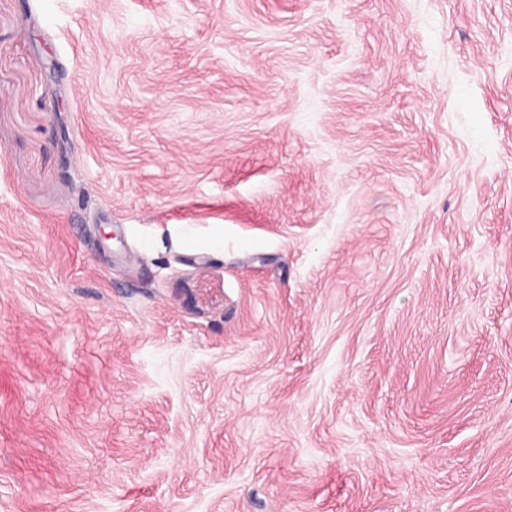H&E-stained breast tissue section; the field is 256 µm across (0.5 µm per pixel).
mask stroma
I'll list each match as a JSON object with an SVG mask.
<instances>
[{"label": "stroma", "mask_w": 512, "mask_h": 512, "mask_svg": "<svg viewBox=\"0 0 512 512\" xmlns=\"http://www.w3.org/2000/svg\"><path fill=\"white\" fill-rule=\"evenodd\" d=\"M0 512H512V0H0Z\"/></svg>", "instance_id": "stroma-1"}]
</instances>
